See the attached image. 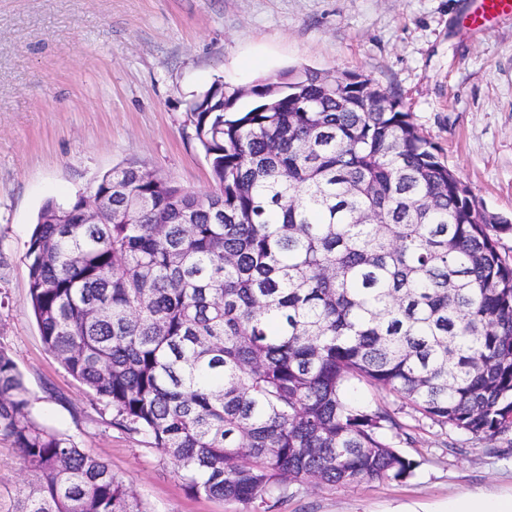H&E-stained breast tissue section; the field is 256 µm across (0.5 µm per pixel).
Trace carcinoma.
I'll return each instance as SVG.
<instances>
[{
    "instance_id": "1",
    "label": "carcinoma",
    "mask_w": 512,
    "mask_h": 512,
    "mask_svg": "<svg viewBox=\"0 0 512 512\" xmlns=\"http://www.w3.org/2000/svg\"><path fill=\"white\" fill-rule=\"evenodd\" d=\"M190 121L222 220L211 193L128 161L97 181L99 223L54 224L85 201L49 200L28 243L42 341L115 425L189 492L249 506L410 477L390 396L478 441L512 432V225L472 218L477 199L396 96L290 68L213 84ZM355 382L376 398L357 402ZM30 406L0 349V440L29 476L0 512H145Z\"/></svg>"
}]
</instances>
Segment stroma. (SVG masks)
I'll return each instance as SVG.
<instances>
[{
	"mask_svg": "<svg viewBox=\"0 0 512 512\" xmlns=\"http://www.w3.org/2000/svg\"><path fill=\"white\" fill-rule=\"evenodd\" d=\"M476 0H0V349L33 417L105 461L147 512H250L190 493L169 459L114 425L45 348L25 254L42 205L90 195L136 160L186 190L212 188L189 120L212 84L307 67L370 76L397 95L442 160L512 222V16L478 27ZM403 481L291 485L259 512H429L512 495V434L476 441L414 420Z\"/></svg>",
	"mask_w": 512,
	"mask_h": 512,
	"instance_id": "1",
	"label": "stroma"
}]
</instances>
